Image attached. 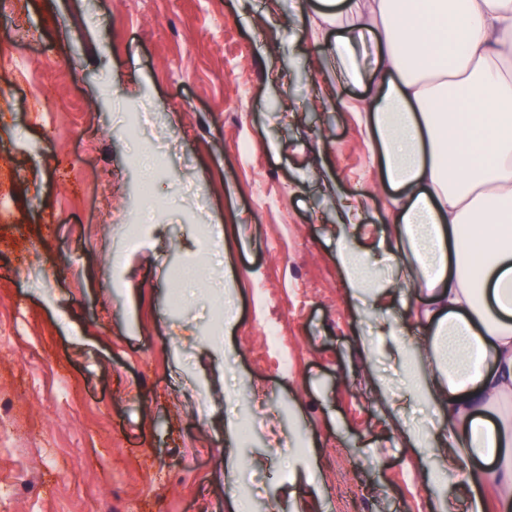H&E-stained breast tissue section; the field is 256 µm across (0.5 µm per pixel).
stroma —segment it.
Here are the masks:
<instances>
[{
	"instance_id": "obj_1",
	"label": "stroma",
	"mask_w": 512,
	"mask_h": 512,
	"mask_svg": "<svg viewBox=\"0 0 512 512\" xmlns=\"http://www.w3.org/2000/svg\"><path fill=\"white\" fill-rule=\"evenodd\" d=\"M11 2L0 512H439L459 476L406 435L438 418L336 262L340 198L359 247L389 199L364 86L280 28L307 0Z\"/></svg>"
}]
</instances>
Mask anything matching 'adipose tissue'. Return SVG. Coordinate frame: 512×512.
Listing matches in <instances>:
<instances>
[{
    "label": "adipose tissue",
    "mask_w": 512,
    "mask_h": 512,
    "mask_svg": "<svg viewBox=\"0 0 512 512\" xmlns=\"http://www.w3.org/2000/svg\"><path fill=\"white\" fill-rule=\"evenodd\" d=\"M308 25L346 63L373 35L376 68L359 114L380 183L393 190L377 249L338 238L353 294H367L380 341L430 396L440 424L408 430L442 472L462 473L441 512H512V0H318ZM427 301L426 333L411 342L393 309L407 261ZM393 280H375L381 264ZM427 357L416 370L410 351Z\"/></svg>",
    "instance_id": "adipose-tissue-1"
}]
</instances>
